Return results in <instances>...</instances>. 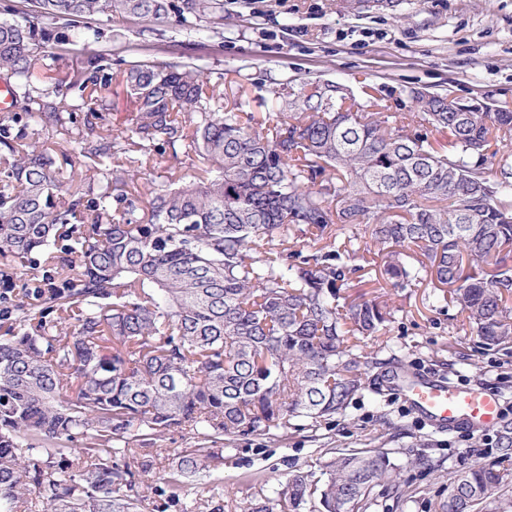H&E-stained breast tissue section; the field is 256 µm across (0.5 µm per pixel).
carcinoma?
Wrapping results in <instances>:
<instances>
[{
    "label": "carcinoma",
    "mask_w": 512,
    "mask_h": 512,
    "mask_svg": "<svg viewBox=\"0 0 512 512\" xmlns=\"http://www.w3.org/2000/svg\"><path fill=\"white\" fill-rule=\"evenodd\" d=\"M117 17L220 24L224 0H29L19 18L0 19V74L13 91L0 126V259L23 280L0 313V512H135L140 501L119 496L133 472L113 458L139 442L190 435V448L154 449L159 478L179 490L211 470L224 437L275 439L294 418L315 427L407 375L394 354L360 353L385 335L386 301L339 302L351 287L342 256L365 219L386 250L377 290L417 279L403 262L417 251L478 343L512 348V161L487 166L491 141L512 138V111L450 112L427 92L413 95L416 112L385 115L367 111L369 87L357 99L324 80L302 84L258 130L249 113L223 111L191 64L138 61L124 76L132 126L115 133L88 108L80 185L65 187L24 119L74 123L69 92L94 100L111 63L86 54L63 90L26 79L68 31L99 40ZM424 125L448 131V150ZM146 142L183 145L204 168L172 178L132 219L130 171H112L98 194L93 185L114 155ZM328 168L336 178L304 186ZM81 210L90 223H71ZM296 232L308 250L288 247ZM493 443L494 462L448 472L438 512H512L504 412ZM325 475L295 471L247 512H369L378 486L410 496L384 451L338 453Z\"/></svg>",
    "instance_id": "cac0c4a2"
}]
</instances>
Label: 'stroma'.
<instances>
[{"label":"stroma","instance_id":"stroma-1","mask_svg":"<svg viewBox=\"0 0 512 512\" xmlns=\"http://www.w3.org/2000/svg\"><path fill=\"white\" fill-rule=\"evenodd\" d=\"M107 51L112 83L98 107L115 130L131 126L135 106L123 75L131 64L153 57L191 56L203 79L224 95L225 110L244 106L257 126L275 122V96L301 83L332 80L360 93L371 86L378 111L412 112L411 92L473 97L512 110V0H224V22L181 26L114 19L100 42L72 31L59 60L34 69L30 87H64L82 52ZM200 158L184 147L152 149L143 177L129 186L137 210L151 191L174 176H193ZM391 321L384 336L364 351L385 349L412 371L463 386L497 392L512 410V351L478 347L463 314L428 279L389 291ZM386 449L397 454L402 485L413 498L394 504L378 497L371 512H434L447 494L446 474L497 456L490 441L471 430L437 432L418 417L401 393L357 400L346 415L315 428L294 422L287 436H237L223 443L216 469L186 481L176 498L148 478L132 490L138 512H244L252 502L273 497L294 471L322 473L331 451ZM423 465L408 463V456Z\"/></svg>","mask_w":512,"mask_h":512}]
</instances>
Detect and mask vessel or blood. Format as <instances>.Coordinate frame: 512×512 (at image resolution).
Instances as JSON below:
<instances>
[{
	"instance_id": "vessel-or-blood-1",
	"label": "vessel or blood",
	"mask_w": 512,
	"mask_h": 512,
	"mask_svg": "<svg viewBox=\"0 0 512 512\" xmlns=\"http://www.w3.org/2000/svg\"><path fill=\"white\" fill-rule=\"evenodd\" d=\"M409 404L436 430H485L499 420V395L481 386H453L420 376L395 382Z\"/></svg>"
}]
</instances>
